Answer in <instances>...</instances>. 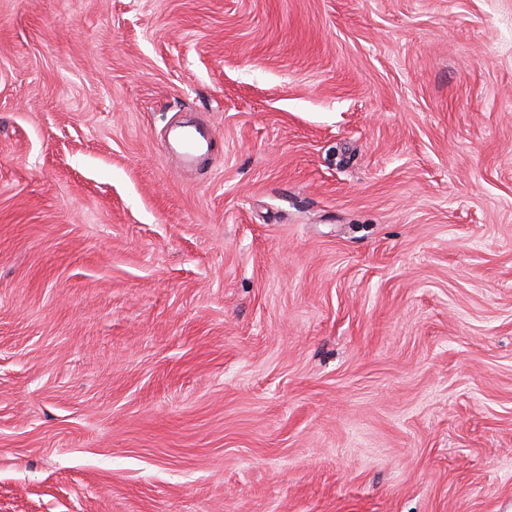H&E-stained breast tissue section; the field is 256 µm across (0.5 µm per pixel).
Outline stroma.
I'll use <instances>...</instances> for the list:
<instances>
[{
  "label": "stroma",
  "mask_w": 512,
  "mask_h": 512,
  "mask_svg": "<svg viewBox=\"0 0 512 512\" xmlns=\"http://www.w3.org/2000/svg\"><path fill=\"white\" fill-rule=\"evenodd\" d=\"M0 512H512V0H0Z\"/></svg>",
  "instance_id": "35a3bbf8"
}]
</instances>
